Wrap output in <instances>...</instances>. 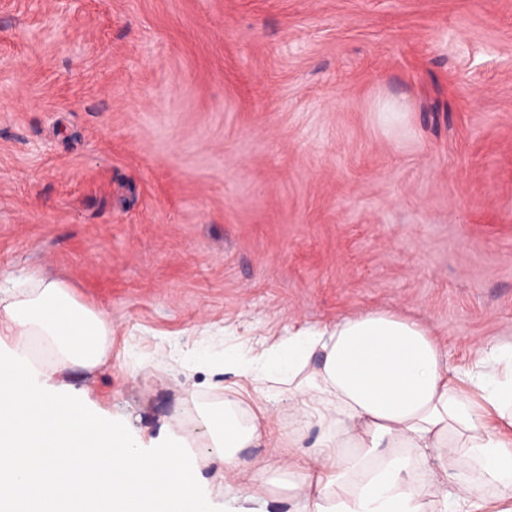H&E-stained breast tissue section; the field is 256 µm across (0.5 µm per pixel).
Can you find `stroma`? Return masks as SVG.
<instances>
[{
  "label": "stroma",
  "mask_w": 512,
  "mask_h": 512,
  "mask_svg": "<svg viewBox=\"0 0 512 512\" xmlns=\"http://www.w3.org/2000/svg\"><path fill=\"white\" fill-rule=\"evenodd\" d=\"M112 317L59 383L154 448L254 400L199 347L364 310L512 343V0H0V286ZM271 449L260 495L291 512Z\"/></svg>",
  "instance_id": "1"
}]
</instances>
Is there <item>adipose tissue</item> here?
<instances>
[{
    "label": "adipose tissue",
    "instance_id": "adipose-tissue-1",
    "mask_svg": "<svg viewBox=\"0 0 512 512\" xmlns=\"http://www.w3.org/2000/svg\"><path fill=\"white\" fill-rule=\"evenodd\" d=\"M112 320L60 281L0 289V512H214L187 439L145 449L56 375L104 364ZM53 359L28 363L32 339ZM461 378L428 328L367 310L300 328L261 352L228 350L219 368L249 378L257 401L287 395L293 420L318 427L312 451L275 433L265 410L228 399L207 420L222 495L241 484L238 449L257 442L298 471L292 512H512V344L488 343ZM467 461L449 476L447 461Z\"/></svg>",
    "mask_w": 512,
    "mask_h": 512
}]
</instances>
